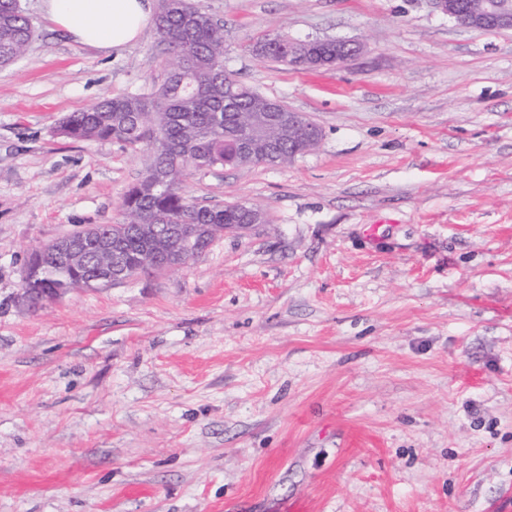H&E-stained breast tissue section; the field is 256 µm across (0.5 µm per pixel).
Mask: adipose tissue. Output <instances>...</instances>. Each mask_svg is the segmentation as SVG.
I'll use <instances>...</instances> for the list:
<instances>
[{
  "label": "adipose tissue",
  "mask_w": 512,
  "mask_h": 512,
  "mask_svg": "<svg viewBox=\"0 0 512 512\" xmlns=\"http://www.w3.org/2000/svg\"><path fill=\"white\" fill-rule=\"evenodd\" d=\"M47 20L78 41L122 49L135 42L149 24L152 0H45Z\"/></svg>",
  "instance_id": "obj_1"
}]
</instances>
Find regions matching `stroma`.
<instances>
[{"label":"stroma","instance_id":"obj_1","mask_svg":"<svg viewBox=\"0 0 512 512\" xmlns=\"http://www.w3.org/2000/svg\"><path fill=\"white\" fill-rule=\"evenodd\" d=\"M234 79L322 131L292 163L188 171L260 207L184 267L42 307L30 251L122 219L141 154L61 119L150 93L155 27L36 35L0 67V512H512V29L430 0H191ZM359 40L316 71L256 39Z\"/></svg>","mask_w":512,"mask_h":512}]
</instances>
